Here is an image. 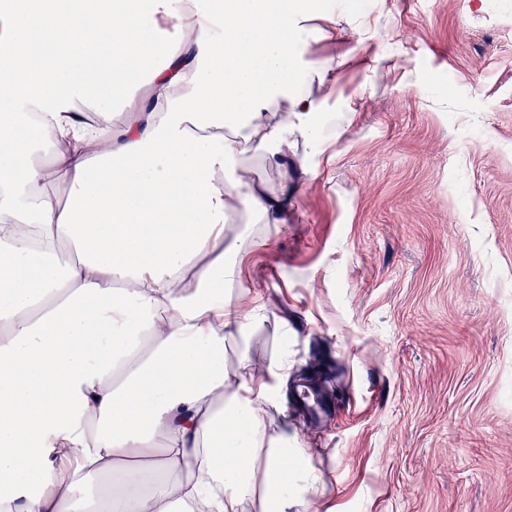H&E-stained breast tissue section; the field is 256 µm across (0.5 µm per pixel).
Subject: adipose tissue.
<instances>
[{"label":"adipose tissue","instance_id":"1","mask_svg":"<svg viewBox=\"0 0 512 512\" xmlns=\"http://www.w3.org/2000/svg\"><path fill=\"white\" fill-rule=\"evenodd\" d=\"M347 9L12 0L0 15V512H318L279 405L288 360L248 353L265 306L242 264L287 229L293 149L321 126L294 87L332 66L306 57L301 23ZM84 101L122 110L123 130L88 134L70 118ZM32 113L79 149L35 161ZM243 141L278 184L237 167Z\"/></svg>","mask_w":512,"mask_h":512}]
</instances>
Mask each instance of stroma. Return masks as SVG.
Listing matches in <instances>:
<instances>
[{"label": "stroma", "instance_id": "35a3bbf8", "mask_svg": "<svg viewBox=\"0 0 512 512\" xmlns=\"http://www.w3.org/2000/svg\"><path fill=\"white\" fill-rule=\"evenodd\" d=\"M370 25L312 88L363 97L287 233L252 248L266 322L250 352L290 374L322 350L338 395L301 443L338 512H512V0H358Z\"/></svg>", "mask_w": 512, "mask_h": 512}]
</instances>
